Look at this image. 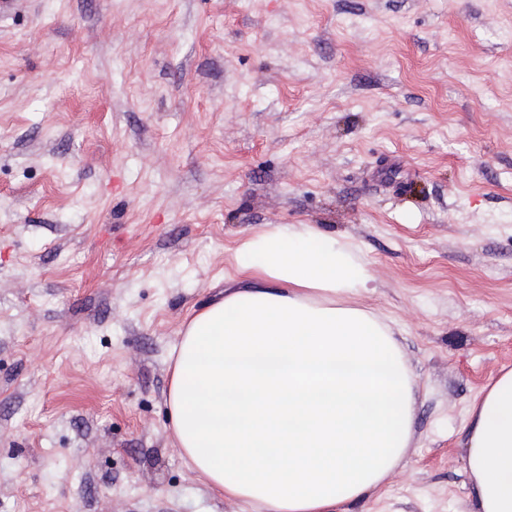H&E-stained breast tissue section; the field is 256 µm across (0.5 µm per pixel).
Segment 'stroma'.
Segmentation results:
<instances>
[{"mask_svg":"<svg viewBox=\"0 0 512 512\" xmlns=\"http://www.w3.org/2000/svg\"><path fill=\"white\" fill-rule=\"evenodd\" d=\"M0 512H237L170 428V352L240 242L361 249L418 378L352 512H467L465 410L512 368V0H9Z\"/></svg>","mask_w":512,"mask_h":512,"instance_id":"obj_1","label":"stroma"}]
</instances>
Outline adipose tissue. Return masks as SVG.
Returning <instances> with one entry per match:
<instances>
[{"instance_id": "ef3b65f1", "label": "adipose tissue", "mask_w": 512, "mask_h": 512, "mask_svg": "<svg viewBox=\"0 0 512 512\" xmlns=\"http://www.w3.org/2000/svg\"><path fill=\"white\" fill-rule=\"evenodd\" d=\"M372 281L309 224L244 241L237 276L175 348L172 431L188 468L252 512H349L382 494L412 438L416 380L390 326L348 304ZM475 512H512V369L469 405Z\"/></svg>"}]
</instances>
